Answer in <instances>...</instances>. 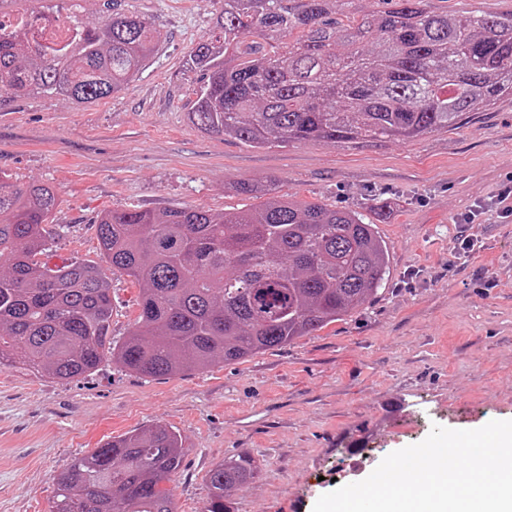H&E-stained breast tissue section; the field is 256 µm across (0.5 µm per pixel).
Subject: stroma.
Returning a JSON list of instances; mask_svg holds the SVG:
<instances>
[{"label":"stroma","mask_w":512,"mask_h":512,"mask_svg":"<svg viewBox=\"0 0 512 512\" xmlns=\"http://www.w3.org/2000/svg\"><path fill=\"white\" fill-rule=\"evenodd\" d=\"M122 6L161 36L119 94L0 109V172L59 192L44 262L102 263L96 221L108 210L262 207L265 197L229 190L246 179L362 213L388 247L391 276L367 309L242 363L146 377L107 361L72 380L0 368V512H49L52 477L72 459L156 423L187 448L168 484L178 512H200L211 467L243 452L261 472L232 492L235 512H313L433 425L512 420V216L499 201L512 185V96L414 139L256 147L188 116L200 77L186 59L213 25L211 0ZM375 199L386 218L371 211ZM466 237L474 252L452 257ZM138 294L113 276V340L133 329Z\"/></svg>","instance_id":"35a3bbf8"}]
</instances>
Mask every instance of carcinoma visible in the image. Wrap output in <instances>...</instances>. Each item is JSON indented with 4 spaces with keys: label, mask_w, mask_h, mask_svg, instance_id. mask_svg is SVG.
<instances>
[{
    "label": "carcinoma",
    "mask_w": 512,
    "mask_h": 512,
    "mask_svg": "<svg viewBox=\"0 0 512 512\" xmlns=\"http://www.w3.org/2000/svg\"><path fill=\"white\" fill-rule=\"evenodd\" d=\"M59 41H34L28 18L0 29V107L55 95L76 104L120 92L159 38L121 0L99 21L75 0H35ZM213 0L214 26L187 65L201 85L189 109L208 133L255 146L359 145L413 139L512 95V13L455 16L432 0ZM240 195L270 189L240 180ZM57 192L0 173V366L69 380L106 357L148 376L242 362L356 313L380 294L389 253L356 211L273 198L259 209L159 213L112 209L97 220L107 264L40 260L53 239ZM140 286L130 337L109 336V274ZM187 452L164 424L101 444L55 478L50 512H176L164 483ZM241 453L209 472L200 512H233L228 492L252 483Z\"/></svg>",
    "instance_id": "1"
}]
</instances>
